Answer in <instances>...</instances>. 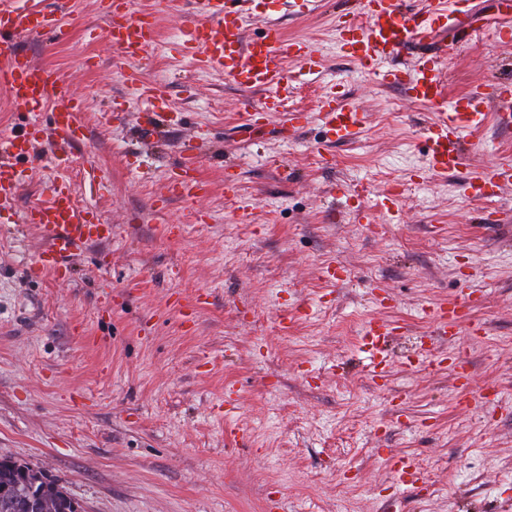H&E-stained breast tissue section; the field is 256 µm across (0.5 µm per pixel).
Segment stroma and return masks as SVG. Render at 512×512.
<instances>
[{
    "label": "stroma",
    "mask_w": 512,
    "mask_h": 512,
    "mask_svg": "<svg viewBox=\"0 0 512 512\" xmlns=\"http://www.w3.org/2000/svg\"><path fill=\"white\" fill-rule=\"evenodd\" d=\"M341 2L243 0L248 36L277 22L313 42L319 64L255 127L244 104L261 92L177 50L194 0H130L156 18L139 68L167 88L166 132L150 144L135 138L139 89L100 0H70L62 43L19 38L81 100L86 138L67 168L19 161L25 184L0 206V454L56 479L84 512H268L277 498L282 512H512V221H485L512 208V188L474 200L459 174L427 168L432 112L342 53ZM448 72L454 94L512 78V45L473 42ZM329 95L366 112L358 140L327 142ZM294 112L305 117L295 132ZM190 139L206 150L209 185L194 205L166 189ZM467 141L468 164L512 161V127L490 119ZM63 181L112 236L62 278L32 272L46 240L21 216ZM340 185L355 194L332 201ZM391 190L397 223L377 206ZM332 261L347 271L334 285L323 277ZM469 292L485 333L437 348L465 350L476 387L499 401L465 408L447 370L413 358L432 333L424 309ZM372 318L400 327L381 387L359 340ZM393 454L418 464L415 487L398 484Z\"/></svg>",
    "instance_id": "35a3bbf8"
}]
</instances>
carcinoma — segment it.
Instances as JSON below:
<instances>
[{"label": "carcinoma", "mask_w": 512, "mask_h": 512, "mask_svg": "<svg viewBox=\"0 0 512 512\" xmlns=\"http://www.w3.org/2000/svg\"><path fill=\"white\" fill-rule=\"evenodd\" d=\"M30 494L45 503L41 512H84L58 481L12 456L0 455V512H14L16 501Z\"/></svg>", "instance_id": "obj_1"}]
</instances>
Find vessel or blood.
I'll use <instances>...</instances> for the list:
<instances>
[{"mask_svg":"<svg viewBox=\"0 0 512 512\" xmlns=\"http://www.w3.org/2000/svg\"><path fill=\"white\" fill-rule=\"evenodd\" d=\"M465 2L351 0L349 12L357 22L351 37L342 39L341 47L368 72L377 61L392 60L389 76L413 101L434 114L424 132L430 170H464L462 185L469 197L492 199L512 183V162L466 166L464 136L480 129L491 117L502 126H512V82L479 83L450 95L441 64L449 52L458 51L471 40L473 25L460 20ZM195 4L197 15L186 20L182 30L183 48L197 66L224 72L243 92H264L254 120L278 111L287 98L295 80L287 62H296L302 71L316 67L314 44L286 40L277 23H268L261 36L250 39L245 34L242 11L230 0H195ZM66 9V0H55L54 8L48 10L39 8L36 0H0V86L6 89L14 111L32 112L48 103L53 106L48 122L0 138V205L13 201L25 182L18 159L32 156L46 145L62 166L84 138L82 103L69 84L53 68L22 52L16 43L17 36L45 31L66 39L68 32L60 21ZM105 10L109 20L106 36L120 53L124 76L138 85L144 105L151 107L153 101L162 99L163 88L144 80L137 64L153 41L154 18L131 15L126 0H108ZM320 115L327 132L340 141L355 139L365 125L363 112L349 104L324 102ZM202 160L196 147L182 149L168 183L171 196L194 200L208 193L209 186L199 175ZM21 221L46 238L40 266L61 276L67 275L71 260L89 244L112 235L111 225L100 221L93 208L76 203L74 191L67 185L54 188L49 198L27 207ZM470 309L467 298L432 308L429 321L435 334L446 336L461 326L470 334H480L483 327L471 320ZM395 332V325L381 318L362 326L360 339L371 361V379H385L390 364L385 344ZM429 364L448 366L458 380L472 378L469 360L457 351L450 362L434 355Z\"/></svg>","mask_w":512,"mask_h":512,"instance_id":"obj_1","label":"vessel or blood"}]
</instances>
